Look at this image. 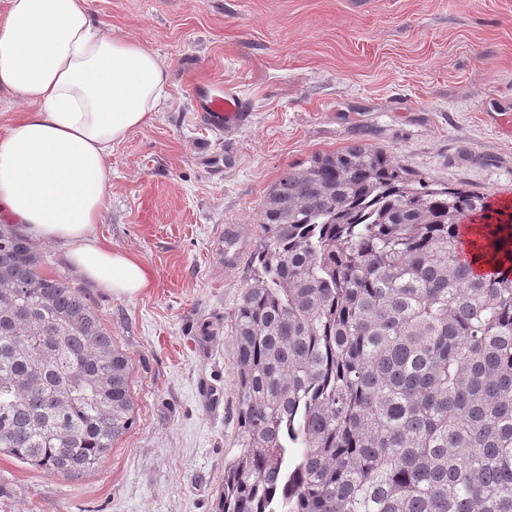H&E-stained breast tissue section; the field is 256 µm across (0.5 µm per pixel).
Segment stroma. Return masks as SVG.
<instances>
[{"mask_svg":"<svg viewBox=\"0 0 512 512\" xmlns=\"http://www.w3.org/2000/svg\"><path fill=\"white\" fill-rule=\"evenodd\" d=\"M168 71L156 112L113 147L98 238L151 286L113 295L40 236L128 358L131 427L66 479L0 454V512H214L238 454L233 316L261 203L313 154L385 150L413 178L512 200V0H92ZM231 86L244 124L212 131L192 87ZM239 231L224 236L225 227ZM237 254L225 269L218 251Z\"/></svg>","mask_w":512,"mask_h":512,"instance_id":"stroma-1","label":"stroma"}]
</instances>
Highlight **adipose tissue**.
I'll use <instances>...</instances> for the list:
<instances>
[{
    "label": "adipose tissue",
    "instance_id": "1",
    "mask_svg": "<svg viewBox=\"0 0 512 512\" xmlns=\"http://www.w3.org/2000/svg\"><path fill=\"white\" fill-rule=\"evenodd\" d=\"M166 79L157 55L104 30L89 0H8L0 14V92L27 105L0 137V218L63 242L117 296L150 277L94 234L110 204L107 160L155 111Z\"/></svg>",
    "mask_w": 512,
    "mask_h": 512
}]
</instances>
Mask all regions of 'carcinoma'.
I'll list each match as a JSON object with an SVG mask.
<instances>
[{"label": "carcinoma", "mask_w": 512, "mask_h": 512, "mask_svg": "<svg viewBox=\"0 0 512 512\" xmlns=\"http://www.w3.org/2000/svg\"><path fill=\"white\" fill-rule=\"evenodd\" d=\"M487 197L362 145L288 168L234 313L240 452L216 512H512V265L459 226ZM509 221L488 230L512 257ZM0 224V453L64 478L132 423L89 298Z\"/></svg>", "instance_id": "obj_1"}]
</instances>
